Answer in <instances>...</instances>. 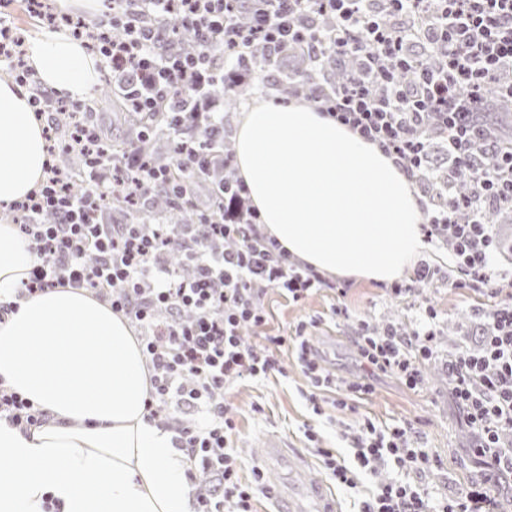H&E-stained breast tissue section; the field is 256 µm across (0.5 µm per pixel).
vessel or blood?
I'll return each instance as SVG.
<instances>
[{"label": "vessel or blood", "instance_id": "obj_1", "mask_svg": "<svg viewBox=\"0 0 512 512\" xmlns=\"http://www.w3.org/2000/svg\"><path fill=\"white\" fill-rule=\"evenodd\" d=\"M261 446L264 464L288 472L287 482L277 492L278 512H336V500L326 485L303 482L302 473L307 467L303 454L288 448L275 435L263 439Z\"/></svg>", "mask_w": 512, "mask_h": 512}]
</instances>
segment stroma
Masks as SVG:
<instances>
[{"mask_svg": "<svg viewBox=\"0 0 512 512\" xmlns=\"http://www.w3.org/2000/svg\"><path fill=\"white\" fill-rule=\"evenodd\" d=\"M422 258L438 268L439 280L418 283L414 296L407 299L391 297L387 283L337 275L330 276L329 287L297 303L279 291H269L265 297L268 322L263 332L245 330L242 340L255 347L261 345L263 335L286 334L298 323L316 321L317 326L311 331L312 343L324 366L345 380L355 381L363 373L352 342L358 321L378 328L393 325L407 331L419 319L421 307L428 305L437 314L441 349L454 348L464 340L478 346L485 329L480 311L488 304V296L448 283L450 258L446 246L429 242ZM340 288L345 291L341 297L336 294ZM339 304L348 307L350 319L333 315V307ZM280 360L286 375L261 376L234 386L227 394L236 416L234 446L243 482H252L254 471L262 470L256 445L273 434L282 437L289 447L307 454L311 480L326 481L327 475L319 457L312 452L306 430L317 431L325 447L346 457L350 454L347 436L358 419L365 416L382 425L411 423L422 444L439 455L440 467L422 480L433 499L451 493L460 480L484 477L481 463L467 454L470 433L448 397V373L443 362L426 366L424 385L416 391L394 376H373L372 394L357 402L352 412L336 409L332 404L333 393H326L323 412L317 415L305 399L311 387L293 351L282 350Z\"/></svg>", "mask_w": 512, "mask_h": 512, "instance_id": "35a3bbf8", "label": "stroma"}]
</instances>
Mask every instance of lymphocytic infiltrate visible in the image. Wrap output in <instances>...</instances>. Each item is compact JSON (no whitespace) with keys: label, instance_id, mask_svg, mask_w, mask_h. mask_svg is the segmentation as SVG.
Instances as JSON below:
<instances>
[{"label":"lymphocytic infiltrate","instance_id":"f902f5d3","mask_svg":"<svg viewBox=\"0 0 512 512\" xmlns=\"http://www.w3.org/2000/svg\"><path fill=\"white\" fill-rule=\"evenodd\" d=\"M242 1L113 0L111 14L98 25L96 45L106 62L130 72L138 110L170 102L178 124L185 117L184 89L201 91L213 67L202 56L162 47L154 22L168 15H179L184 33L202 47L223 48L233 60L256 44L272 53L303 46L316 60L360 57L361 71L345 85L317 92L316 108L377 143L413 179L434 133L454 162L470 165L477 143L459 119L462 101L475 105L495 94L512 99V84L499 82L501 68L512 66V0H383L380 14L371 0H246L250 22L244 27L236 20ZM136 12L152 16V24L134 23ZM419 22L426 49L412 63L406 45ZM409 68L415 78L406 83L399 74ZM223 123V113H211L207 131L182 136L176 170L138 164L126 187L146 197L154 187L176 183L175 171L196 172L215 150L211 129ZM473 180L469 195H456L449 186L442 204H425L423 230L426 238L451 242L454 285L481 284L495 299L482 311L491 332L481 350L451 352L446 366L450 393L475 434L474 455L512 475V448L502 444L512 434V278L496 270L498 244L488 223L493 208L512 207V146L494 149ZM246 192L236 182L227 222L204 221L189 232L173 224H107L97 214L109 198L108 185L79 193L50 166L38 190L13 205L17 232L37 262L14 300L0 302V321L17 310L19 300L67 284L88 290L134 324L152 372L149 420L173 432L190 461L189 476L212 473L218 480L199 495L198 512H253L254 488L239 476L232 446L236 424L224 393L242 380L282 372L280 348H293L311 386L313 411H320L323 391L335 393L342 410L372 392L367 380L343 382L322 364L309 323L286 336L266 337L262 347L243 345V331L267 321L266 289H279L296 302L329 285L313 268L292 263L290 253L261 230L257 211L244 209ZM48 214L54 223H45ZM175 236L193 276L178 275L160 259ZM435 318L425 308L405 334L360 323L354 344L361 362L421 388L426 362L439 354ZM2 419L26 431L46 422L47 414L0 380ZM306 437L336 485L355 488L359 469L377 477L360 512H496L488 488L463 484L435 504L410 482V475L439 466L410 424L384 426L363 418L347 459L319 446L316 432Z\"/></svg>","mask_w":512,"mask_h":512}]
</instances>
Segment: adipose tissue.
I'll use <instances>...</instances> for the list:
<instances>
[{"instance_id": "ef3b65f1", "label": "adipose tissue", "mask_w": 512, "mask_h": 512, "mask_svg": "<svg viewBox=\"0 0 512 512\" xmlns=\"http://www.w3.org/2000/svg\"><path fill=\"white\" fill-rule=\"evenodd\" d=\"M35 78L58 98L91 97L100 59L66 28L27 46ZM43 118L25 88L0 79V207L37 189L47 161ZM235 167L263 231L313 269L391 282L425 248L411 178L393 159L305 101L245 112ZM35 261L0 224V300ZM151 372L127 320L82 288L21 301L0 323V379L48 420L0 422V512H191L188 463L174 435L146 417Z\"/></svg>"}]
</instances>
